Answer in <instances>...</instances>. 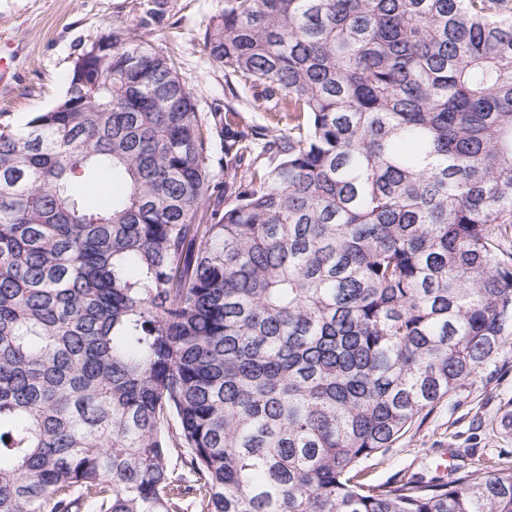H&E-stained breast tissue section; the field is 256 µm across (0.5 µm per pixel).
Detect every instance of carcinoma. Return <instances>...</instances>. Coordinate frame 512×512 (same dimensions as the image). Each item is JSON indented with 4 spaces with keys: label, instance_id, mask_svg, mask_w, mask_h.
Listing matches in <instances>:
<instances>
[{
    "label": "carcinoma",
    "instance_id": "cac0c4a2",
    "mask_svg": "<svg viewBox=\"0 0 512 512\" xmlns=\"http://www.w3.org/2000/svg\"><path fill=\"white\" fill-rule=\"evenodd\" d=\"M271 123L111 34L0 122V512H512L359 464L512 345V0H224Z\"/></svg>",
    "mask_w": 512,
    "mask_h": 512
}]
</instances>
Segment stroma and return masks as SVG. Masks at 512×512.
I'll list each match as a JSON object with an SVG mask.
<instances>
[{"label": "stroma", "instance_id": "obj_1", "mask_svg": "<svg viewBox=\"0 0 512 512\" xmlns=\"http://www.w3.org/2000/svg\"><path fill=\"white\" fill-rule=\"evenodd\" d=\"M152 0H0V119L22 126L33 112L53 106L66 89L83 47L118 29L162 50L197 99L200 111L226 104L243 109L250 123L270 115L232 97L224 71L203 49L206 25L224 12V0H166L150 25L140 19ZM512 412V347H504L465 385L420 417L385 454L366 460L375 484L410 478L447 480L450 465L490 471L512 461V431L499 428Z\"/></svg>", "mask_w": 512, "mask_h": 512}]
</instances>
